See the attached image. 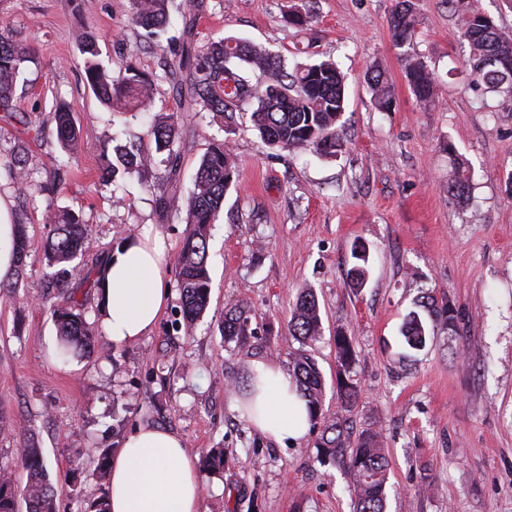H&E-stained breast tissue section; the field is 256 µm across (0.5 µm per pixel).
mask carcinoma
Segmentation results:
<instances>
[{
  "label": "carcinoma",
  "instance_id": "1",
  "mask_svg": "<svg viewBox=\"0 0 512 512\" xmlns=\"http://www.w3.org/2000/svg\"><path fill=\"white\" fill-rule=\"evenodd\" d=\"M458 15L461 36L469 46L464 60L471 89L484 95L512 98V35L492 24H481V11L467 0H448ZM200 0H129L128 20L144 29L148 37L160 40L167 32L171 12L182 18L179 35L167 38L170 55L164 58V79L176 98L194 112H242L249 105V121L260 139L271 150L290 153L311 152L323 158H333L343 148L340 122L346 110L344 77L331 60L298 63L288 69L287 59L265 47L252 45L234 37H225L197 49L193 45L196 11ZM418 19L412 0H397L389 17V27L400 48L413 44ZM81 52L85 55L84 72L89 87L111 112H146L153 103L155 82L139 74H117L99 59L94 36L79 35ZM30 56L26 45L13 35H0V109L6 111L12 103L18 79ZM405 72L418 102L430 104L436 94V78L427 65L409 53H403ZM257 75L251 83L247 72ZM376 109L388 112L393 106L391 87L384 73L371 66L365 73ZM55 124L57 139L69 152L77 149L80 131L62 105L47 115ZM129 144L102 146L103 167L112 181L117 176L146 175L155 166V158L136 148L137 135L126 131ZM150 134L155 152L165 155V173L156 181L144 183L155 193L159 215L166 218L173 211L185 210L189 231L179 254L178 288L180 309L184 321L193 326L210 304L211 280L208 271V231L218 221L224 196L233 182L234 161L224 142L213 144L202 156L194 178L193 189L183 194L179 167L183 132L178 113L173 112L156 121ZM451 177L448 193L459 202L470 200L472 176L466 162L448 145ZM12 187L20 195L31 190L28 180L26 147L19 146L9 165ZM46 223L52 230L44 244L47 265L55 269L44 287L67 294L65 305L54 311L58 328L56 356L68 361L103 350L92 324L86 318L75 290L89 279L75 263L85 245L89 228L71 211H46ZM15 250L17 269L23 270V258L28 245L26 224L16 225ZM350 257L349 279L355 288L362 287L368 277L369 252L361 241H354ZM441 326L459 334L456 308L447 300L423 294L416 309L404 318L400 329L401 343L409 351L425 348L429 327ZM249 332L246 306L232 304L224 312V337L239 341ZM288 334L298 340L303 349L294 357V377L297 391L306 399L311 428L320 430L317 441L318 461L344 471L349 483L352 512H386L389 485V461L379 436L370 431L353 435L350 414L358 397V388L350 376L356 351L353 340L344 332L335 336L336 396L340 410L334 414L323 411V375L310 351L321 340L323 324L318 303L311 289H302L293 305L288 321ZM28 481L18 490L11 475L0 471V512H19V500H24L26 512H56L58 489L49 481L41 449L23 439L17 448ZM96 476L104 481L109 475L111 452L95 448Z\"/></svg>",
  "mask_w": 512,
  "mask_h": 512
}]
</instances>
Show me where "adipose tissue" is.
Masks as SVG:
<instances>
[{
	"label": "adipose tissue",
	"mask_w": 512,
	"mask_h": 512,
	"mask_svg": "<svg viewBox=\"0 0 512 512\" xmlns=\"http://www.w3.org/2000/svg\"><path fill=\"white\" fill-rule=\"evenodd\" d=\"M168 246L144 231L118 248L102 280L105 335L114 344L135 342L155 326L166 305ZM254 391L248 398L251 425L275 440H298L310 424L306 402L291 376L277 364L260 361L252 368ZM198 459L176 433L154 426L132 432L111 462V512H201Z\"/></svg>",
	"instance_id": "1"
}]
</instances>
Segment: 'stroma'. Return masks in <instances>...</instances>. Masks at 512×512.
<instances>
[{
	"mask_svg": "<svg viewBox=\"0 0 512 512\" xmlns=\"http://www.w3.org/2000/svg\"><path fill=\"white\" fill-rule=\"evenodd\" d=\"M396 0H204L197 43L235 37L284 55L289 63L330 59L346 76L345 146L333 159L267 148L248 121L179 111L163 81V50L127 21L128 0H0V32L25 40L30 60L9 111L0 110V199L12 220L28 216V255L15 298L0 302V469L25 485L19 437L41 448L57 512H82L99 496L94 449L118 450L136 428L176 432L200 459L201 512H351L340 469L321 466L317 436L278 442L253 428L231 394L257 361L293 372L298 341L288 335L301 288H313L324 335L312 348L325 382L333 381V336H352V375L360 398L355 431L379 434L391 465L386 512H512V99L469 88L468 46L448 0H415L420 24L412 47L434 73V104L417 102L405 77L389 16ZM305 7L297 28L289 11ZM93 32L104 64L157 81L149 112L136 119L106 110L87 86L75 34ZM388 78L392 111H377L364 80L369 66ZM65 103L82 133L69 154L53 124L29 145L33 183L53 193L19 196L6 167L26 139L21 116ZM179 112L187 133L181 180L191 186L214 142L236 159L224 211L208 240L210 306L185 331L179 292L171 290L156 325L142 339L61 363L52 318L62 301L45 294L47 208H71L90 226L82 258L90 283L78 290L85 317L103 334L96 282L108 256L142 225H153L177 257L183 214L158 219L138 177L100 180L101 147L131 123L142 151L155 115ZM454 144L473 172L467 205L448 191ZM370 250L369 277L348 286L350 247ZM455 306L460 335L438 330L424 350L400 359V326L418 297ZM247 306L251 336L225 342L227 303ZM225 451L210 468L211 450ZM78 486L71 497L68 485Z\"/></svg>",
	"mask_w": 512,
	"mask_h": 512,
	"instance_id": "35a3bbf8",
	"label": "stroma"
}]
</instances>
